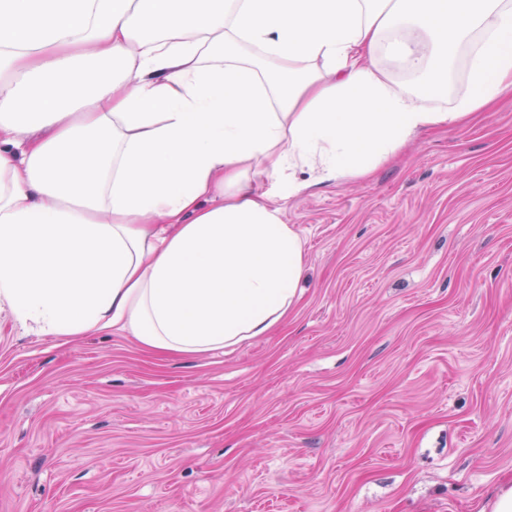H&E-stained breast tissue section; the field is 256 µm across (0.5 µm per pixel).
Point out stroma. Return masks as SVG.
<instances>
[{"label":"stroma","mask_w":512,"mask_h":512,"mask_svg":"<svg viewBox=\"0 0 512 512\" xmlns=\"http://www.w3.org/2000/svg\"><path fill=\"white\" fill-rule=\"evenodd\" d=\"M267 335L202 355L0 308V512H478L512 483V98L275 198Z\"/></svg>","instance_id":"stroma-1"}]
</instances>
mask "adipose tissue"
Here are the masks:
<instances>
[{
  "instance_id": "1",
  "label": "adipose tissue",
  "mask_w": 512,
  "mask_h": 512,
  "mask_svg": "<svg viewBox=\"0 0 512 512\" xmlns=\"http://www.w3.org/2000/svg\"><path fill=\"white\" fill-rule=\"evenodd\" d=\"M506 95L512 0H0V305L165 353L266 335L305 256L264 180L366 176Z\"/></svg>"
}]
</instances>
